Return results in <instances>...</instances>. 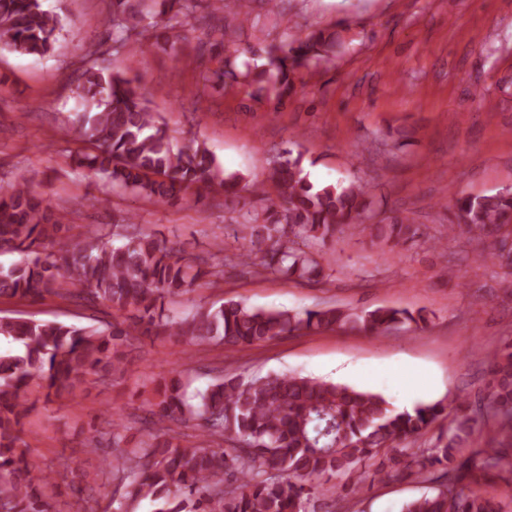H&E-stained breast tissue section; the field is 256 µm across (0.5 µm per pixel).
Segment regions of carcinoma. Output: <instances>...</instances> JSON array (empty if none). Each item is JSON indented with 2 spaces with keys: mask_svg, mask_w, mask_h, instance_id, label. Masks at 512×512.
Masks as SVG:
<instances>
[{
  "mask_svg": "<svg viewBox=\"0 0 512 512\" xmlns=\"http://www.w3.org/2000/svg\"><path fill=\"white\" fill-rule=\"evenodd\" d=\"M209 14L212 46L224 48L222 66L211 79L220 87L256 86L279 108L290 75L321 60L336 47V34L312 32L303 39L269 44L263 62L239 69L236 47L243 18L240 0H112L104 25L115 43L130 39L169 43L172 57L191 63L176 28L195 17L202 3ZM59 19L41 0H0V50L44 56L54 49ZM75 113L79 137L93 151L74 163L102 177L112 190L130 191L153 204L173 205L203 183L216 195L243 199L233 234L241 264L259 263L286 279L317 282L323 265L310 245H326L366 222V192L354 182L315 184L303 175L300 158L284 151L267 182L249 183L227 173L206 141L179 147L165 120L150 111L138 87L120 71L92 65L81 74ZM64 216L24 181L0 184V250L19 259L0 269V297L36 302L47 294L79 306L105 305L124 319L99 326L0 316V338L14 349L0 354V512H48L45 490L52 479L37 476L38 459L20 450L29 392L69 394L88 378L104 381L123 371V347L138 336L164 334L192 345L216 343L227 351L312 329L347 327L381 337L398 326L423 328L422 313L377 308L361 313L335 307L302 311L250 308L227 300L200 305L178 319L164 314V300L190 292L205 276L218 277L224 242L205 271L181 250L146 232L123 234L112 244L97 236L60 243ZM512 223V189L455 200L448 232L460 231L484 245L479 259L501 258L500 238ZM375 237L394 245L417 234L394 217L374 225ZM488 407L497 432L512 438V346L490 361ZM190 402L179 377L159 384L145 400L154 433L134 445L112 432V457L102 463L121 474L125 498L164 500L153 512H316V494L345 477L342 490L366 483L424 477L441 467L442 482L431 495L406 502L401 512H502L484 496L482 477L512 473L502 448H472L473 419L464 404L426 448H411L445 413L440 402L396 411L374 392L298 374L266 375L248 381L222 376ZM197 421L204 434L181 444L175 427Z\"/></svg>",
  "mask_w": 512,
  "mask_h": 512,
  "instance_id": "obj_1",
  "label": "carcinoma"
}]
</instances>
